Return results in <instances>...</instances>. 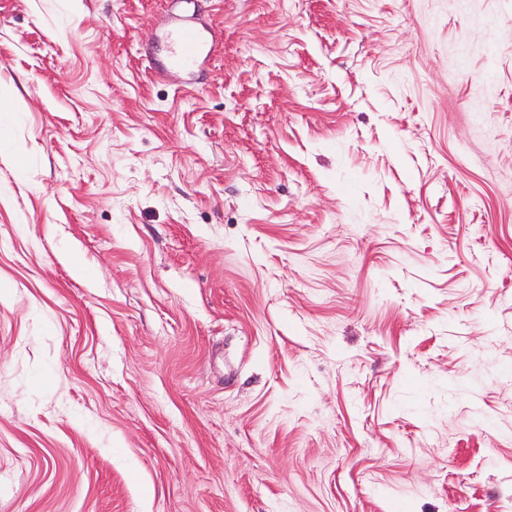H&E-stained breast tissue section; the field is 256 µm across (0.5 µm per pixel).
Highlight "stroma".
Listing matches in <instances>:
<instances>
[{
  "instance_id": "stroma-1",
  "label": "stroma",
  "mask_w": 512,
  "mask_h": 512,
  "mask_svg": "<svg viewBox=\"0 0 512 512\" xmlns=\"http://www.w3.org/2000/svg\"><path fill=\"white\" fill-rule=\"evenodd\" d=\"M0 512H512V0H0ZM169 65L192 74L210 56L214 38L205 27L176 24L169 30Z\"/></svg>"
}]
</instances>
